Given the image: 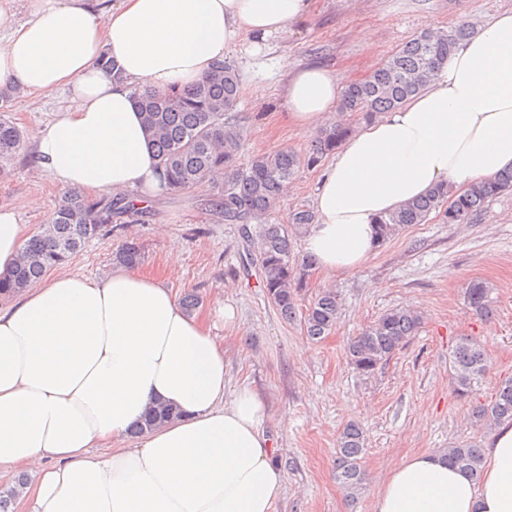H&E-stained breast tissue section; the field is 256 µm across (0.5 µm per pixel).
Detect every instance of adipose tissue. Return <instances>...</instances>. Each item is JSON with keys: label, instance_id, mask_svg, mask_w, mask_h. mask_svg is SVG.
I'll return each instance as SVG.
<instances>
[{"label": "adipose tissue", "instance_id": "adipose-tissue-1", "mask_svg": "<svg viewBox=\"0 0 512 512\" xmlns=\"http://www.w3.org/2000/svg\"><path fill=\"white\" fill-rule=\"evenodd\" d=\"M310 0H0V88L66 104L34 139L38 168L64 190L160 192L133 98L184 89L242 37L261 40ZM108 55L118 72L101 68ZM335 71L286 72L299 132L338 112ZM512 167V9L457 45L437 78L361 125L318 181L304 248L326 274L374 253L381 216L444 184L462 191ZM24 245L20 211L0 207V278ZM209 318L186 312L163 278L118 266L100 279L57 273L0 307V470H24L25 512H274L284 481L266 435L265 398L229 388ZM159 404L175 415L140 430ZM373 512H512V424L484 445L473 477L444 452L403 458Z\"/></svg>", "mask_w": 512, "mask_h": 512}]
</instances>
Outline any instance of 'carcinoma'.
Instances as JSON below:
<instances>
[{
  "instance_id": "cac0c4a2",
  "label": "carcinoma",
  "mask_w": 512,
  "mask_h": 512,
  "mask_svg": "<svg viewBox=\"0 0 512 512\" xmlns=\"http://www.w3.org/2000/svg\"><path fill=\"white\" fill-rule=\"evenodd\" d=\"M472 33V25L463 20L447 30L424 31L397 49L366 79L349 84L341 98V108L366 121L390 112L419 93L448 59L456 45ZM242 75L231 61L218 62L201 82L180 92L161 93L137 89L134 100L143 116L158 159L162 191L160 196L192 189L200 181L214 185L208 211L219 222L246 224L262 220L276 209L283 188L304 165L317 166L333 153L351 131L343 124L323 127L305 155L282 149L253 157L237 165L244 145V130L225 120L239 99ZM25 131L16 122L0 116V161H9L24 147ZM512 191V169L491 179L475 182L459 195L449 194L440 185L427 196L405 204L380 218L378 239L383 243L411 224H424L431 213L440 215L444 224H464L478 217L486 203ZM139 213L134 201L124 195L92 200L65 192L40 230L25 243L21 257L9 278L0 281V294L12 296L41 280L47 273L69 260L94 238L103 237L118 219ZM313 210L302 206L288 216V224L259 225L252 239L256 261L267 295L276 310L287 320L301 317L307 336L320 340L329 335L341 316L336 291L320 290L299 312L298 296L305 288L303 270L312 266L309 258L296 259L292 234L307 231L314 223ZM118 264L135 267L142 260L141 249L127 242L116 252ZM490 287L474 280L466 288L469 309L479 315L492 313ZM421 324V315L411 308H395L347 344V357L362 374L370 375L400 351ZM452 380L456 391L465 396L484 377L489 365L481 346L464 338L452 356ZM173 415L171 408L157 405L146 415L144 427L152 428ZM475 422L493 428L512 423V380L501 383L493 399L477 406ZM363 427L347 424L338 440L336 480L354 497L361 489L360 462L366 451ZM448 462L471 476H478L484 465L483 449L476 442L445 449Z\"/></svg>"
}]
</instances>
